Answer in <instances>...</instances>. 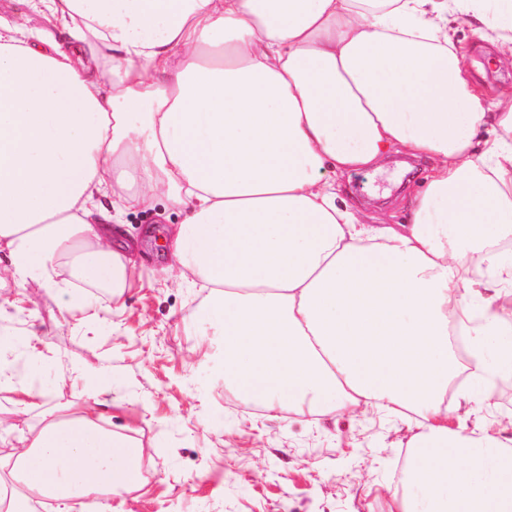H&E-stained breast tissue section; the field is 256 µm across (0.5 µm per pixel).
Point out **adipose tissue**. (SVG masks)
I'll list each match as a JSON object with an SVG mask.
<instances>
[{"mask_svg":"<svg viewBox=\"0 0 512 512\" xmlns=\"http://www.w3.org/2000/svg\"><path fill=\"white\" fill-rule=\"evenodd\" d=\"M109 69L78 66L0 28V255L25 288L54 270L120 301L136 269L108 224L114 189L186 210L170 266L211 293L224 376L265 407L318 414L371 405L421 422L391 512H512V438L448 430L471 340L493 399L484 336L512 372V105L477 96L453 49L468 17L512 59V0H49ZM487 130L476 140L478 130ZM434 161L404 224H362L325 169L376 164L393 144ZM39 414L0 458V512H112L142 448L106 426L111 394Z\"/></svg>","mask_w":512,"mask_h":512,"instance_id":"adipose-tissue-1","label":"adipose tissue"}]
</instances>
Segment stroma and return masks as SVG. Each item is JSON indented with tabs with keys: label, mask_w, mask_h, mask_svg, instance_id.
Wrapping results in <instances>:
<instances>
[{
	"label": "stroma",
	"mask_w": 512,
	"mask_h": 512,
	"mask_svg": "<svg viewBox=\"0 0 512 512\" xmlns=\"http://www.w3.org/2000/svg\"><path fill=\"white\" fill-rule=\"evenodd\" d=\"M0 24L16 37L84 51L50 15L44 0H0ZM463 68L485 95L512 99V65L466 18L454 24ZM340 200L366 224H403L409 202L428 181L427 165L393 153L378 170L325 172ZM184 218L158 201L114 215L133 244L138 269L122 302L84 288H23L0 279V336L14 352L0 355V456L20 445L34 412H17L15 354L33 355L37 389L47 405L76 401L74 365L96 358L112 383L101 412L114 431L141 443V484L112 498V512H390L398 465L415 433V414L337 409L322 417L293 408H261L226 385L211 331L198 323L208 301L201 280L180 281L168 269L166 231ZM494 405L469 426L500 435L512 416V374Z\"/></svg>",
	"instance_id": "35a3bbf8"
}]
</instances>
